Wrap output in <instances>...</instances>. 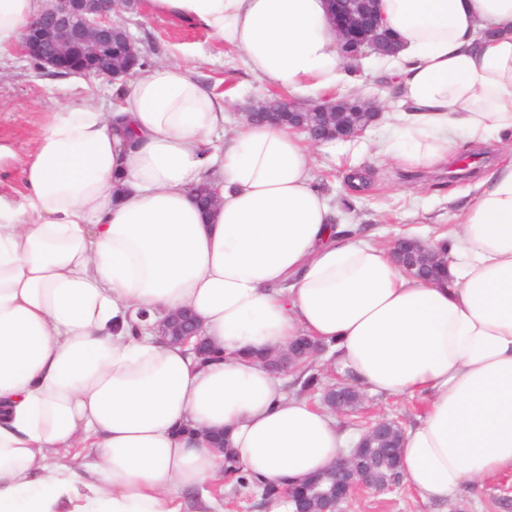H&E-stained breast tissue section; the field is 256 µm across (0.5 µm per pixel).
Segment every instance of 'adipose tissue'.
I'll return each mask as SVG.
<instances>
[{
    "instance_id": "ef3b65f1",
    "label": "adipose tissue",
    "mask_w": 512,
    "mask_h": 512,
    "mask_svg": "<svg viewBox=\"0 0 512 512\" xmlns=\"http://www.w3.org/2000/svg\"><path fill=\"white\" fill-rule=\"evenodd\" d=\"M47 0H0V55ZM237 51L291 96L357 82L325 0H140ZM398 107L388 160L429 168L463 145L512 147V0H380ZM228 103L167 61L53 112L0 194V512H181L242 470L289 486L349 449L333 413L257 352L310 336L349 384L417 398L403 474L445 503L512 473V162L465 193L446 277L405 273L350 234L286 130L225 133ZM217 203L202 212L193 191ZM188 308L216 358L152 333ZM228 435L227 451L205 433ZM73 456L56 460L59 450Z\"/></svg>"
}]
</instances>
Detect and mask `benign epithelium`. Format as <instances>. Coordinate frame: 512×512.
I'll use <instances>...</instances> for the list:
<instances>
[{"mask_svg": "<svg viewBox=\"0 0 512 512\" xmlns=\"http://www.w3.org/2000/svg\"><path fill=\"white\" fill-rule=\"evenodd\" d=\"M128 3L130 0H49L44 12L27 25L22 51L38 65L57 73L70 75L82 71L110 81L126 78L129 71L112 67V44L120 42L131 56L138 47L126 27L112 20V14L119 13ZM328 9L339 35L340 53L347 62L355 64L372 53L381 57L396 53L397 41L383 25L378 0H328ZM283 112L296 116L288 122V128L306 134L309 142L316 145L360 137L378 118L379 105L374 99L355 95L339 100L329 98L322 103H301L285 97L273 103L263 98L251 103L243 116L250 124L279 126ZM304 112H317L321 119L315 125L309 124L302 117ZM389 247L401 267L424 281L431 280L428 273L437 266L448 264V259L432 248L416 246L400 236L393 237ZM153 331L177 345H187L194 337L195 355L208 352L206 340L199 336L198 320L188 308L169 313L155 323ZM317 352L316 343L308 336L303 337L299 348L288 349L286 370ZM352 392L353 387L340 381L331 383L325 393L332 395L333 400H326L324 404L339 415H348ZM397 426L398 421L388 418L371 423V428L361 434L357 447L332 462L334 488L316 492L319 506L312 512H343V505L350 502L357 490L376 487L361 449L371 442L385 441Z\"/></svg>", "mask_w": 512, "mask_h": 512, "instance_id": "obj_1", "label": "benign epithelium"}]
</instances>
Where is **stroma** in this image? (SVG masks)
<instances>
[{
  "label": "stroma",
  "mask_w": 512,
  "mask_h": 512,
  "mask_svg": "<svg viewBox=\"0 0 512 512\" xmlns=\"http://www.w3.org/2000/svg\"><path fill=\"white\" fill-rule=\"evenodd\" d=\"M115 20L140 44L145 64L185 60L194 64L202 79L216 91H233L237 99L230 108L234 124H242V112L249 102L273 92L272 87L260 85L244 70L234 50L192 22L169 17L145 19L135 7L120 12ZM77 94L107 99L112 94V83L83 75H55L38 68L18 49L0 59V143L13 151L11 157L0 160L1 189H19L23 162L50 112ZM387 132V126L378 121L354 141L314 146V184L338 205L339 221L358 225L372 243L387 244L393 236L408 230L429 238L448 232L453 225L456 198L495 167L501 152L499 144H492L487 154L476 147L468 149L463 161L470 175L452 182L447 164L411 169L378 155L376 144ZM351 169L367 171V180L351 186L346 179ZM345 200L351 202V209L342 208ZM364 407L366 416H342L339 425L356 434L361 419L387 417L405 427L422 412L419 401L370 392L365 395ZM345 512H512V475L476 487L443 506L422 502L403 484L382 494L365 493L350 501Z\"/></svg>",
  "instance_id": "1"
}]
</instances>
